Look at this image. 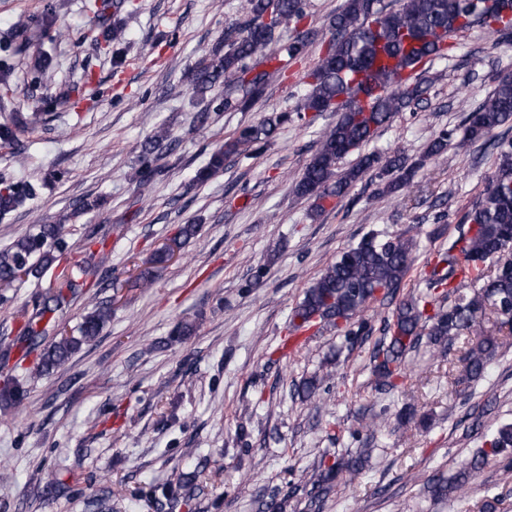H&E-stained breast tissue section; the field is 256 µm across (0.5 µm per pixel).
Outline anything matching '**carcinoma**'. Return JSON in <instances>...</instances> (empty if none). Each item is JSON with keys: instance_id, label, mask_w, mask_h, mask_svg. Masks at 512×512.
I'll return each instance as SVG.
<instances>
[{"instance_id": "cac0c4a2", "label": "carcinoma", "mask_w": 512, "mask_h": 512, "mask_svg": "<svg viewBox=\"0 0 512 512\" xmlns=\"http://www.w3.org/2000/svg\"><path fill=\"white\" fill-rule=\"evenodd\" d=\"M60 3L46 0V7L35 20L21 19L17 27L20 40L4 45L8 56L27 54L32 29L47 31L57 22ZM87 8L101 23L96 39L119 45L124 39L120 23L106 22L107 4L89 0ZM306 12L303 0H247V20L224 29L218 42L198 61L190 86L197 97L215 88L225 90L224 108L250 109L265 93L280 72L281 56L302 59L313 43L314 33L299 26ZM296 34L285 37L288 27ZM334 29L330 49L309 74V91L297 108L298 120L307 112H335L336 122L320 134L315 152L296 183L301 197L313 200L317 210L330 200H340L370 171L385 181L384 189L397 192L408 186L417 172L399 156L364 152L378 130L393 116L423 102L427 85L414 69L446 55L448 38L476 26L485 27L500 37L512 38V0H399L390 9L383 0H345L331 16ZM366 73L371 82H360ZM287 116L272 113L238 131L211 156L199 172L205 180L224 169L225 159L233 154H250L270 142ZM512 121V75L497 79L493 91L475 109L465 113L461 123L440 131L428 144L425 157L432 159L448 151V145L462 150ZM43 122V113L32 112L26 119L0 122V142L12 143L27 128ZM169 140V132L158 128L144 143L137 180L141 192L149 190L158 174V152ZM355 162L342 174L337 165L349 155ZM37 193L29 181L11 182L0 178V216L7 215ZM468 225L442 255L444 267L434 266L419 294L400 301L392 315L383 319L382 336L375 344L370 364L378 390L398 388L407 377L408 354L421 343L442 357L448 346L465 340L463 373L459 383L479 380L502 342L482 330L483 321L492 316L502 326L512 316V142L501 147L497 170L484 193L463 216ZM415 244L401 235L389 237L371 233L358 244L343 250L303 292L292 308L290 323L296 328L316 324L345 328L350 342L363 341L372 327L363 320L370 304L391 300L413 262ZM71 247L61 224H35L9 246L0 250V288H13L31 278L41 280L60 268L49 287L33 294L24 304L16 336L0 340V363L15 353L24 359L39 351L30 377L41 378L54 372L82 346L94 341L111 317V307L93 305L75 329L59 324L73 298L82 294L96 259H108L104 250L91 251L73 267H60ZM483 282L469 295L462 291L468 283ZM333 380L332 372L321 369L294 389L303 401L321 404L322 386ZM23 383L13 377L0 382V409L18 406L24 399ZM490 451L481 450L465 463L451 481L443 478L427 485L435 499L458 492L469 473L488 461L489 455L502 456L512 451V423H501L491 434ZM363 453L349 454L333 463L320 459L318 473L312 475L316 504L338 492L362 474ZM200 471L181 473L176 482L159 486L167 499L188 500L197 489Z\"/></svg>"}]
</instances>
